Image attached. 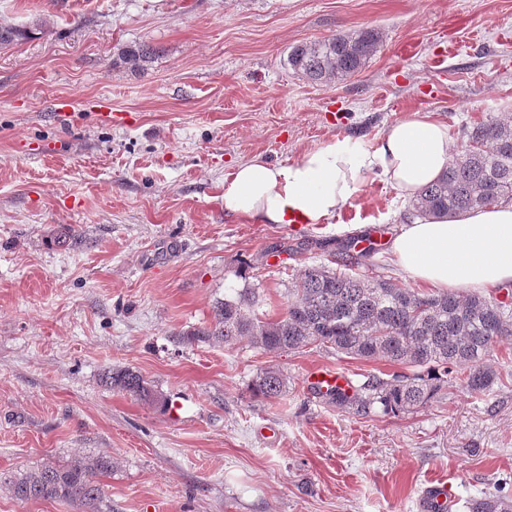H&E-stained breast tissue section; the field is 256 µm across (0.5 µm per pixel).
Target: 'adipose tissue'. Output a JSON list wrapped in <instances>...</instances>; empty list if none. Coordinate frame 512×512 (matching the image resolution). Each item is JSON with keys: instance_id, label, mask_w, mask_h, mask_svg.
Returning <instances> with one entry per match:
<instances>
[{"instance_id": "adipose-tissue-1", "label": "adipose tissue", "mask_w": 512, "mask_h": 512, "mask_svg": "<svg viewBox=\"0 0 512 512\" xmlns=\"http://www.w3.org/2000/svg\"><path fill=\"white\" fill-rule=\"evenodd\" d=\"M455 151L447 126L415 111L370 151L337 136L286 164H239L224 180V208L264 224H325L357 193L362 176H379L412 198L441 176ZM390 252L409 279L439 291L512 285V206L403 225Z\"/></svg>"}]
</instances>
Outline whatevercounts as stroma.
<instances>
[{
    "mask_svg": "<svg viewBox=\"0 0 512 512\" xmlns=\"http://www.w3.org/2000/svg\"><path fill=\"white\" fill-rule=\"evenodd\" d=\"M0 25L36 30L0 49V512H417L438 480L450 512L512 498V336L488 391L451 377L426 408L367 417L308 373L408 366L186 338L246 284L277 317L350 239L374 246L359 273L410 287L389 244L418 215L378 177L295 227L225 213L224 180L339 135L373 149L414 111L457 145L512 114V0H0ZM366 27L382 44L347 80L289 69L291 47ZM139 43L157 53L134 73L119 54ZM126 367L168 406L105 385ZM268 368L273 402L249 392ZM77 455L111 457L100 501L11 495L15 470ZM250 390L256 397L275 400L285 392L286 380L278 371L267 369L252 381Z\"/></svg>",
    "mask_w": 512,
    "mask_h": 512,
    "instance_id": "obj_1",
    "label": "stroma"
}]
</instances>
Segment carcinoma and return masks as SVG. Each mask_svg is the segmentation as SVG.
Masks as SVG:
<instances>
[{"instance_id":"carcinoma-1","label":"carcinoma","mask_w":512,"mask_h":512,"mask_svg":"<svg viewBox=\"0 0 512 512\" xmlns=\"http://www.w3.org/2000/svg\"><path fill=\"white\" fill-rule=\"evenodd\" d=\"M32 30L0 26V48L28 39ZM382 42L375 28H364L292 47L288 68L314 83L343 81L361 71ZM153 48H125L127 69L141 71ZM464 145L448 169L422 188L412 206L428 217L455 218L466 212L512 202V116L481 121L463 130ZM256 289L246 285L215 303L214 325L187 333L193 341L220 339L231 345L243 340L266 352L330 346L340 354L365 360L384 358L427 374L371 376L349 393L339 389L318 394L339 408L360 415L416 411L434 399L441 377L458 374L461 385L481 393L494 383L486 361L495 344L512 336V310L479 295L452 292L422 296L384 279L318 265L305 268L291 288V300L279 317L262 319ZM112 388L155 404L168 399L131 369L107 375ZM254 396L275 400L286 390L285 378L267 369L251 383ZM112 469L107 456H84L68 462L49 461L20 470L8 480L13 497L21 501H79L92 504L102 496L97 478ZM467 512H512V501L485 495L466 502Z\"/></svg>"}]
</instances>
